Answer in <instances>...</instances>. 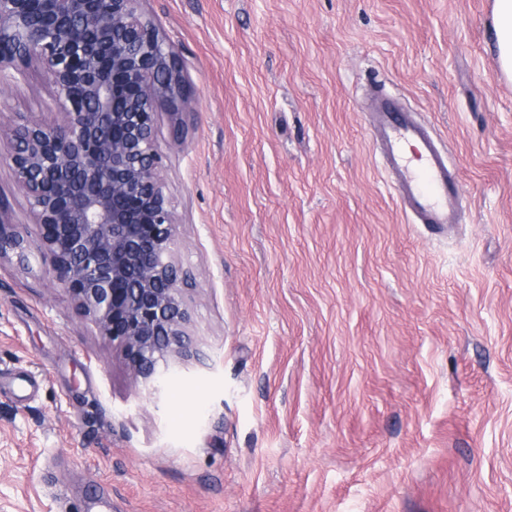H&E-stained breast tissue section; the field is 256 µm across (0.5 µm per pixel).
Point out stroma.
I'll return each mask as SVG.
<instances>
[{
	"label": "stroma",
	"instance_id": "stroma-1",
	"mask_svg": "<svg viewBox=\"0 0 512 512\" xmlns=\"http://www.w3.org/2000/svg\"><path fill=\"white\" fill-rule=\"evenodd\" d=\"M184 64L156 120L202 357L161 405L47 255L0 258V512H512V82L494 0H143ZM460 174L400 207L372 87ZM50 122L29 67L0 124ZM0 216L40 228L0 161Z\"/></svg>",
	"mask_w": 512,
	"mask_h": 512
}]
</instances>
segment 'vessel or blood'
<instances>
[{
  "instance_id": "obj_1",
  "label": "vessel or blood",
  "mask_w": 512,
  "mask_h": 512,
  "mask_svg": "<svg viewBox=\"0 0 512 512\" xmlns=\"http://www.w3.org/2000/svg\"><path fill=\"white\" fill-rule=\"evenodd\" d=\"M372 125L382 161L402 209L420 224L444 227L461 219L457 170L429 128L402 100L374 90Z\"/></svg>"
}]
</instances>
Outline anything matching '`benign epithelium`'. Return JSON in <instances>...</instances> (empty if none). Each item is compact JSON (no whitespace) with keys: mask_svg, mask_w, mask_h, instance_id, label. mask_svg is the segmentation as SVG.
<instances>
[{"mask_svg":"<svg viewBox=\"0 0 512 512\" xmlns=\"http://www.w3.org/2000/svg\"><path fill=\"white\" fill-rule=\"evenodd\" d=\"M141 2L0 0V93L36 66L58 111L52 123L0 125V143L56 281L159 401L200 351L155 144L158 108H185L183 66ZM4 224L0 213V256L24 255Z\"/></svg>","mask_w":512,"mask_h":512,"instance_id":"1","label":"benign epithelium"}]
</instances>
